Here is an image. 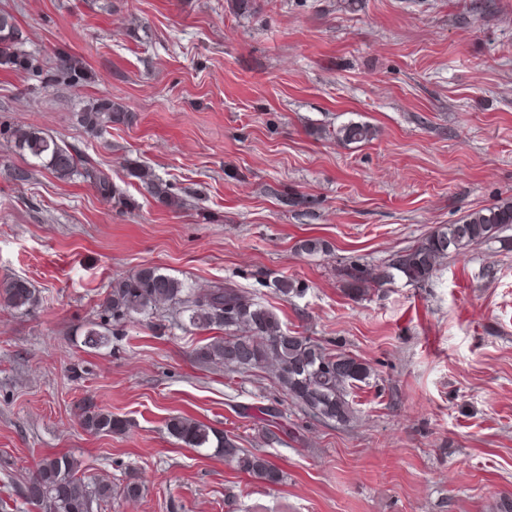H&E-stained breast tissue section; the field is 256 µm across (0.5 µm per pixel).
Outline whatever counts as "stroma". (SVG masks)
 Here are the masks:
<instances>
[{
	"label": "stroma",
	"mask_w": 512,
	"mask_h": 512,
	"mask_svg": "<svg viewBox=\"0 0 512 512\" xmlns=\"http://www.w3.org/2000/svg\"><path fill=\"white\" fill-rule=\"evenodd\" d=\"M0 0L43 58L81 57L91 81L32 93L0 70V122L29 125L88 156L136 202L89 182L0 171V277L36 288L29 312L0 308V512H39L23 489L39 460L75 457L115 493L98 512H512V252L499 242L349 297L339 263L373 265L442 224L512 197V0ZM137 118L100 138L76 114L96 99ZM359 122L373 140L334 132ZM326 137H319L318 129ZM147 166L188 192L157 205L130 177ZM304 197L290 211L269 188ZM319 237L331 254L300 255ZM157 265L192 287L228 282L284 327L342 345L377 379L347 427L286 405L282 441L239 403L280 397L271 372L200 366L210 331L167 306L110 325L91 349L114 278ZM304 283L283 299L255 272ZM89 400L126 422L95 435ZM228 431L285 474L270 486L215 450L171 437L168 418ZM141 496L124 498L133 477Z\"/></svg>",
	"instance_id": "35a3bbf8"
}]
</instances>
